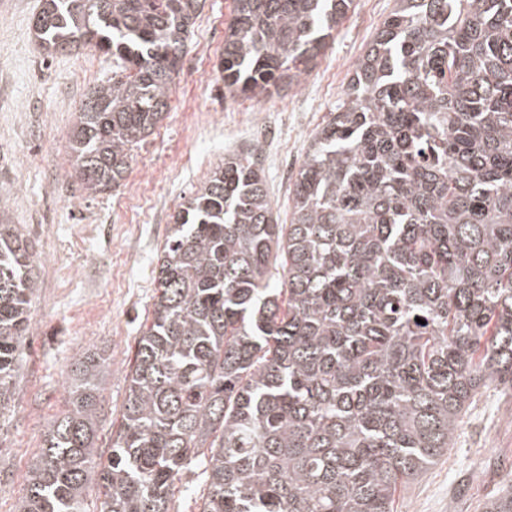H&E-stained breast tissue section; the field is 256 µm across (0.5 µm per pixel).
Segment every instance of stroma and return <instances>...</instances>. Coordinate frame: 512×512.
Segmentation results:
<instances>
[{
    "label": "stroma",
    "instance_id": "35a3bbf8",
    "mask_svg": "<svg viewBox=\"0 0 512 512\" xmlns=\"http://www.w3.org/2000/svg\"><path fill=\"white\" fill-rule=\"evenodd\" d=\"M392 7L393 0H354L300 84L257 101L228 94L218 71L233 0H205L168 112L134 148L121 185L90 194L71 176L70 137L85 93L111 76L112 58L91 45L47 54L31 27L40 0H0V221L27 233L36 257L33 328L0 409V512H13L29 457L48 421L68 407L69 371L91 353L108 364L97 446L110 450L137 342L151 323L171 217L225 156H253L275 216L288 223L292 178L310 137L343 99ZM511 471L512 404L489 388L448 458L399 486L395 512H475ZM207 489L202 467L191 466L171 512H198Z\"/></svg>",
    "mask_w": 512,
    "mask_h": 512
}]
</instances>
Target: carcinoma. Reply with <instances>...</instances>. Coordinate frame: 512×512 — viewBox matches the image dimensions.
Listing matches in <instances>:
<instances>
[{"label":"carcinoma","instance_id":"obj_1","mask_svg":"<svg viewBox=\"0 0 512 512\" xmlns=\"http://www.w3.org/2000/svg\"><path fill=\"white\" fill-rule=\"evenodd\" d=\"M42 0L50 53L94 44L72 177L102 193L164 112L202 0ZM353 0H234L219 70L249 99L296 86ZM279 224L234 154L173 216L152 320L108 456L103 365L27 463L14 512H170L195 460L199 512H394L454 446L476 395L512 400V0H394L310 139ZM35 256L0 223V406L32 329ZM481 512H512V478Z\"/></svg>","mask_w":512,"mask_h":512}]
</instances>
